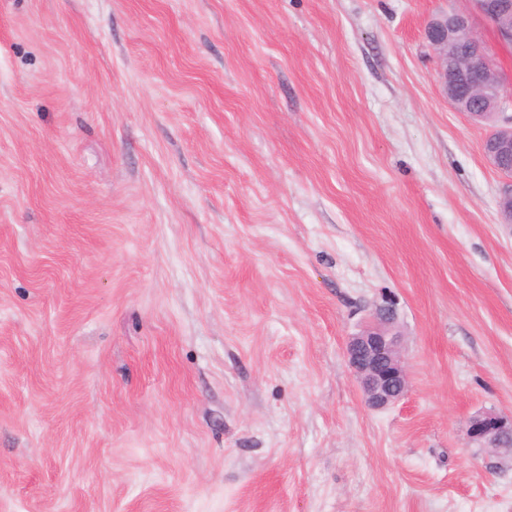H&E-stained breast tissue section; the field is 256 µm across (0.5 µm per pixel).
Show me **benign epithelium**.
Returning <instances> with one entry per match:
<instances>
[{
	"label": "benign epithelium",
	"instance_id": "7a95c632",
	"mask_svg": "<svg viewBox=\"0 0 512 512\" xmlns=\"http://www.w3.org/2000/svg\"><path fill=\"white\" fill-rule=\"evenodd\" d=\"M467 14L446 13L432 18L425 39L439 59V77L452 107L473 121H491L512 105V83L493 63L475 25L478 17L491 26L498 40L512 45V0H470ZM506 125L486 138L488 163L507 178L499 197L504 223L512 224V115ZM392 317L365 327L351 337L346 355L356 374L365 404L383 410L399 402L408 387V373L392 327ZM467 442L497 452L512 451V414L487 411L473 416Z\"/></svg>",
	"mask_w": 512,
	"mask_h": 512
}]
</instances>
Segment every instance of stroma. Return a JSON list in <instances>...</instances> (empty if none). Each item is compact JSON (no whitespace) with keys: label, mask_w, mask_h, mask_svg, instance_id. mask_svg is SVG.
<instances>
[{"label":"stroma","mask_w":512,"mask_h":512,"mask_svg":"<svg viewBox=\"0 0 512 512\" xmlns=\"http://www.w3.org/2000/svg\"><path fill=\"white\" fill-rule=\"evenodd\" d=\"M468 7L0 0V512H512L465 439L512 413V224L424 39ZM392 320L390 315H385L381 323L368 325L346 345V355L364 402L374 410L399 402L408 387V373Z\"/></svg>","instance_id":"1"}]
</instances>
